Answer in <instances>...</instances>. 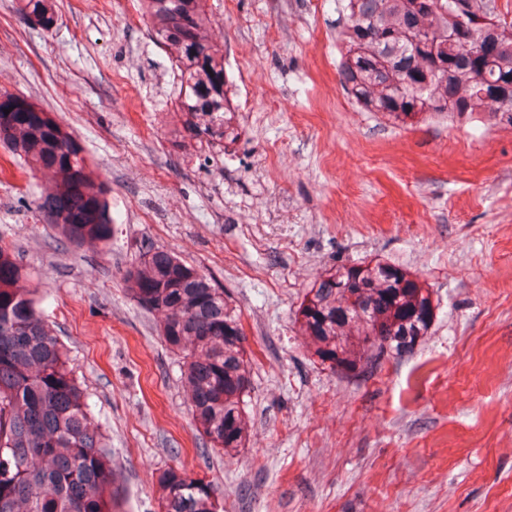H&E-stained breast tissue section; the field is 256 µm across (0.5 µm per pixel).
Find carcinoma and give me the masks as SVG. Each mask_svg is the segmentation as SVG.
<instances>
[{"instance_id":"carcinoma-1","label":"carcinoma","mask_w":512,"mask_h":512,"mask_svg":"<svg viewBox=\"0 0 512 512\" xmlns=\"http://www.w3.org/2000/svg\"><path fill=\"white\" fill-rule=\"evenodd\" d=\"M159 44L175 60L177 111L200 145L239 138L224 53L208 38V0H143ZM341 0L338 75L366 112L403 125L416 119L512 126V21L487 0ZM19 19L48 31L55 0H18ZM9 113H4V110ZM0 146L47 179L37 207L57 242L108 245L112 213L84 148L29 98L0 89ZM22 267L0 245V512H121L103 435L67 352L34 298ZM159 335L183 355L194 422L211 450L234 458L248 435L250 360L229 296L173 252L148 248L122 271ZM434 318L430 293L384 262L342 266L320 277L295 321L321 363L344 377L411 354ZM161 512H220L212 486L171 467L157 479Z\"/></svg>"}]
</instances>
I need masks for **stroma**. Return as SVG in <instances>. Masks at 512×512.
<instances>
[{
  "instance_id": "1",
  "label": "stroma",
  "mask_w": 512,
  "mask_h": 512,
  "mask_svg": "<svg viewBox=\"0 0 512 512\" xmlns=\"http://www.w3.org/2000/svg\"><path fill=\"white\" fill-rule=\"evenodd\" d=\"M51 31L0 0V88L72 131L108 189L107 249L58 246L44 181L0 148V244L30 272L112 453L122 512H158L170 467L224 512H512V127L361 111L339 81L338 0H208L240 138L199 146L140 0H57ZM174 251L241 312L249 436L204 448L181 363L122 270ZM388 262L428 288L413 354L322 365L294 325L328 270Z\"/></svg>"
}]
</instances>
